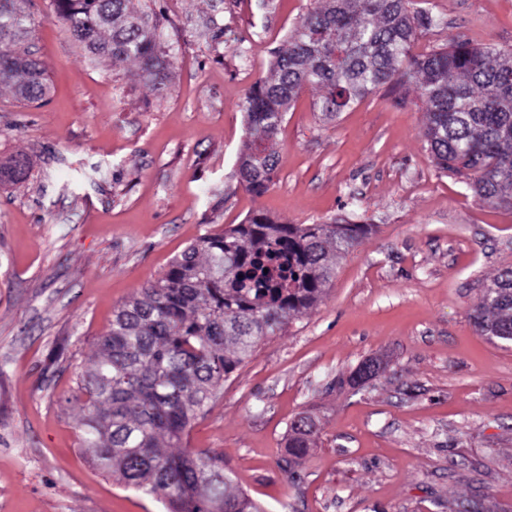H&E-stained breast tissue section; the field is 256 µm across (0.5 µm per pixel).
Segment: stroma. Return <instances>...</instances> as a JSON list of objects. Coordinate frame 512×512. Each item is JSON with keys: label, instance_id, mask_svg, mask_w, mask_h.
<instances>
[{"label": "stroma", "instance_id": "1", "mask_svg": "<svg viewBox=\"0 0 512 512\" xmlns=\"http://www.w3.org/2000/svg\"><path fill=\"white\" fill-rule=\"evenodd\" d=\"M314 0H131L165 19L167 77L90 60L53 0H27L47 77L29 104L0 86V512H165L79 447L69 398L115 309L187 245L260 209L283 224H366L316 305L262 342L190 430L265 512H512V345L470 314L512 268V209L440 171L426 106L384 92L336 118L303 92L259 197L238 182L242 105ZM443 16L421 54L459 39L512 49V0H416ZM378 360L359 389L345 380ZM313 412L316 445L291 479L290 424ZM30 165V160L26 155H11L6 158L4 162L0 163V181L17 182L27 176L31 167Z\"/></svg>", "mask_w": 512, "mask_h": 512}]
</instances>
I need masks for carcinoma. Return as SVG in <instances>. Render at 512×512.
Returning <instances> with one entry per match:
<instances>
[{
  "label": "carcinoma",
  "instance_id": "1",
  "mask_svg": "<svg viewBox=\"0 0 512 512\" xmlns=\"http://www.w3.org/2000/svg\"><path fill=\"white\" fill-rule=\"evenodd\" d=\"M129 0H53L71 37L96 58L134 59L140 76L162 85L166 60L158 18L134 14ZM443 21L414 0H317L274 53L270 74L243 103L247 130L239 183L267 192L279 165L274 149L284 117L306 89L327 119L384 88L404 102L415 90L427 108L425 138L437 168L469 181L484 202L512 208V50L465 40L415 55L417 30ZM34 21L15 0H0V56L9 85L27 103L49 85L28 42ZM30 160L0 163V181L27 176ZM366 224H281L261 210L188 245L165 275L115 312L82 370L72 400L83 412L80 447L127 487L167 512H263L211 457L186 449L192 422L224 380L268 337L311 309L331 282L338 255ZM477 331L512 342V270L484 289L471 315ZM320 429L310 413L288 429L289 469L309 454Z\"/></svg>",
  "mask_w": 512,
  "mask_h": 512
}]
</instances>
